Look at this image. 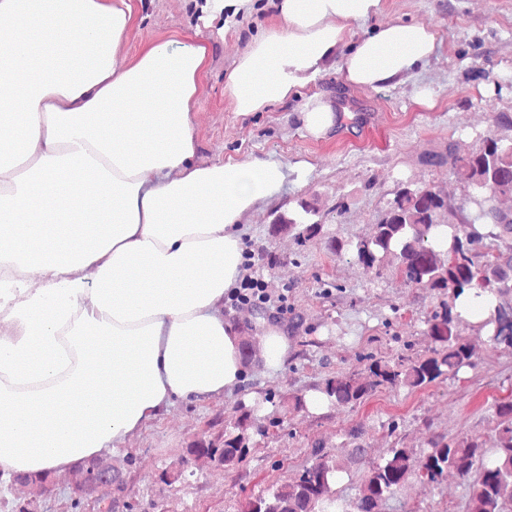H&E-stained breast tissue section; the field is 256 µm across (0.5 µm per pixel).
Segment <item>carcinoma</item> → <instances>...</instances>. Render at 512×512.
<instances>
[{
    "mask_svg": "<svg viewBox=\"0 0 512 512\" xmlns=\"http://www.w3.org/2000/svg\"><path fill=\"white\" fill-rule=\"evenodd\" d=\"M475 141L478 146L464 155L450 141L445 152L424 158L429 166L448 164L457 170L469 197L459 223L467 225L468 232L445 220L455 209L448 195L415 189L405 182L398 185L372 236L358 240L353 252L365 272L379 276L391 261L405 282L443 297L427 320L435 347L416 360H375L362 372L336 373L317 387L326 404L359 405L384 387L419 390L469 365V346L454 336L462 320L457 301L467 291L479 304L492 307L478 322V331L495 346L512 347V322L506 320L512 307L500 301L512 290V210L500 207L501 198L512 196V142L490 131L477 133ZM319 211L318 199L301 200L297 209L275 216L273 232L295 231L305 243L321 231V224L311 220ZM252 414L253 409L244 404L236 407L234 419L224 424V430L186 446L183 461L205 460L222 469L240 463L255 446ZM497 415L498 430L489 448L463 437L452 442L436 439L422 454L411 448L388 449L382 462L362 474L355 497L344 505L337 504L333 486L362 461L360 444L345 457L315 449L314 460L295 479L268 489L248 504L255 512H381L383 501L410 478L435 483L451 470L468 482L467 512H504L512 501V401L498 403ZM120 470L100 457L85 460L77 465L76 484L86 483L92 472L105 477ZM50 478L46 474L16 480L28 488L29 495L16 505V512H30L31 505L46 494Z\"/></svg>",
    "mask_w": 512,
    "mask_h": 512,
    "instance_id": "cac0c4a2",
    "label": "carcinoma"
}]
</instances>
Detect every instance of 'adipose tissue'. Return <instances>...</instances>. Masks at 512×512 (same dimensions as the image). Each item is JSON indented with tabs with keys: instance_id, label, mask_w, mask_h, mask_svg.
I'll return each mask as SVG.
<instances>
[{
	"instance_id": "adipose-tissue-1",
	"label": "adipose tissue",
	"mask_w": 512,
	"mask_h": 512,
	"mask_svg": "<svg viewBox=\"0 0 512 512\" xmlns=\"http://www.w3.org/2000/svg\"><path fill=\"white\" fill-rule=\"evenodd\" d=\"M381 0H281L224 91L246 115L288 100L341 53L371 89L424 66L435 33L346 26ZM134 0H0V471L100 456L175 402L243 382L216 307L242 273L239 216L286 174L262 157L201 163L191 113L210 45L119 50Z\"/></svg>"
}]
</instances>
